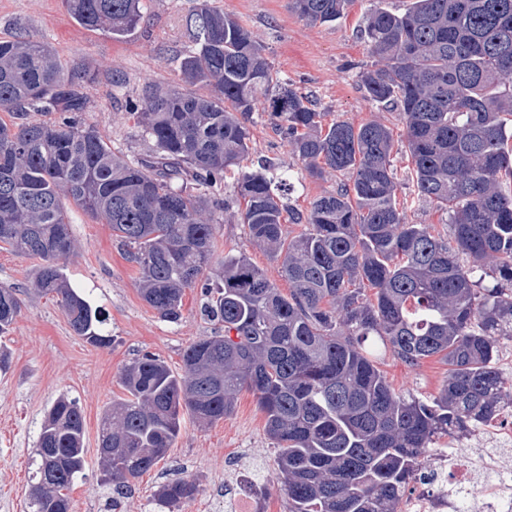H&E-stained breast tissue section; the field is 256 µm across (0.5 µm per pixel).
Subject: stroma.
Listing matches in <instances>:
<instances>
[{
	"label": "stroma",
	"instance_id": "obj_1",
	"mask_svg": "<svg viewBox=\"0 0 512 512\" xmlns=\"http://www.w3.org/2000/svg\"><path fill=\"white\" fill-rule=\"evenodd\" d=\"M237 18L265 49L274 71L308 93L328 120L361 123L383 119L402 135L397 112L377 108L358 82L359 69L373 58L359 26L372 0H355L348 13L332 24L312 25L289 10L288 0H211ZM198 0H143V19L126 38L77 25L62 0H0V38L22 35L53 48L60 62L90 75L86 85L89 110L82 119L102 135L112 150L133 160L153 146L130 116L142 104L146 84L176 85L181 58L193 47L185 19ZM251 157L270 162L276 174L289 179L285 203L306 209L317 195L333 189L335 177L313 180L268 114L253 112L249 122ZM393 165L399 192L410 198L409 224H426L446 233L444 217L418 200L408 177L405 149L395 146ZM224 200L222 222L215 235V260L225 252L245 255L280 291H287L280 262L251 240L239 220L233 179L214 188ZM68 219L76 253L65 266L72 288L100 309L111 346L97 348L75 336L57 298L30 294L38 259L0 248V286L22 289L21 310L0 345L10 353V367L0 372V512H28L32 456L47 409L62 396L75 399L85 426V470L69 491L72 512H154L158 487L176 479L198 484L194 499L181 512H224V502L238 491L263 481L268 493L263 512H286V498L277 482L276 451L265 432V418L252 392L237 396L223 421L201 427L184 417L181 432L167 456L133 479L121 498L102 480L98 437L101 419L112 401L123 397L121 368L143 353L159 355L173 373L183 369V353L193 342L223 334L221 325L201 313L199 289L186 291L179 321L162 320L140 297L136 267L129 263L109 225L69 207ZM378 367L400 394L428 399L441 388L448 367L432 358L410 366L380 351Z\"/></svg>",
	"mask_w": 512,
	"mask_h": 512
}]
</instances>
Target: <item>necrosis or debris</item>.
Masks as SVG:
<instances>
[{
    "label": "necrosis or debris",
    "mask_w": 512,
    "mask_h": 512,
    "mask_svg": "<svg viewBox=\"0 0 512 512\" xmlns=\"http://www.w3.org/2000/svg\"><path fill=\"white\" fill-rule=\"evenodd\" d=\"M465 492L471 512H512V407L469 441L455 437L435 449L405 492L402 512H457Z\"/></svg>",
    "instance_id": "necrosis-or-debris-1"
}]
</instances>
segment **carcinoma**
<instances>
[{
	"label": "carcinoma",
	"mask_w": 512,
	"mask_h": 512,
	"mask_svg": "<svg viewBox=\"0 0 512 512\" xmlns=\"http://www.w3.org/2000/svg\"><path fill=\"white\" fill-rule=\"evenodd\" d=\"M353 0H288L310 24L342 18ZM78 25L115 39L135 30L142 0H65ZM375 0L361 35L375 64L359 72L367 98L398 112L417 197L447 216L448 234L408 224L392 165V128L371 119L324 122L307 94L282 83L263 46L235 18L199 0L185 26L194 50L180 84L152 85L132 113L153 141L130 161L91 125L81 73L46 46L0 39V244L41 260L32 288L56 294L75 335L108 347L101 312L67 284L75 243L63 201L111 226L141 274L143 301L177 322L184 292L201 289L203 314L224 326L183 354L182 373L146 352L120 372L127 396L106 410L104 481L124 494L163 459L184 415L212 425L253 392L276 445L287 512H400L404 490L438 437L467 434L505 401L501 339L512 338V0H413L402 14ZM205 87L206 94L197 92ZM276 120L308 176L336 188L306 210L288 207L249 156L246 120ZM31 112H57L48 123ZM237 168L241 223L281 262L288 295L245 256L211 270L217 213L204 190ZM304 224L289 239L283 223ZM372 294H367V291ZM20 311L0 287V334ZM417 365L436 357L448 378L427 400L395 392L367 347ZM84 418L58 398L33 459L40 493L28 512H64L85 466ZM197 492L165 483L156 505Z\"/></svg>",
	"instance_id": "carcinoma-1"
}]
</instances>
